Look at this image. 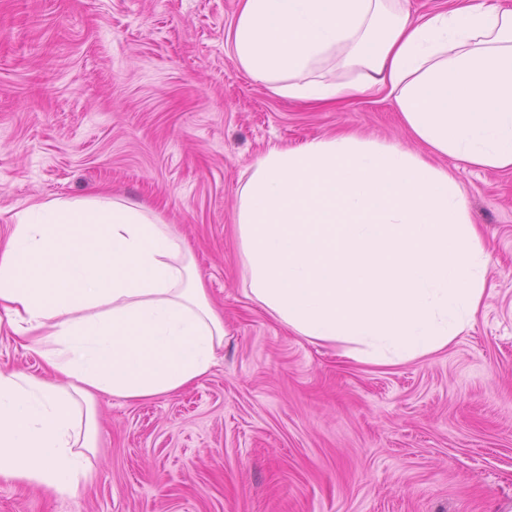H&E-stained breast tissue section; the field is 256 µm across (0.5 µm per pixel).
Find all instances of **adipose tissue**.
<instances>
[{"instance_id":"1","label":"adipose tissue","mask_w":512,"mask_h":512,"mask_svg":"<svg viewBox=\"0 0 512 512\" xmlns=\"http://www.w3.org/2000/svg\"><path fill=\"white\" fill-rule=\"evenodd\" d=\"M240 0L231 56L272 95L340 105L385 94L425 148L343 132L273 148L241 174L245 294L297 336L397 367L472 327L492 254L444 156L512 170V9L465 0ZM0 314L52 375L0 372V478L75 495L97 394L174 395L224 345L191 249L146 205L105 189L12 216Z\"/></svg>"}]
</instances>
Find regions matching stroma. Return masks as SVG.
<instances>
[{"mask_svg":"<svg viewBox=\"0 0 512 512\" xmlns=\"http://www.w3.org/2000/svg\"><path fill=\"white\" fill-rule=\"evenodd\" d=\"M239 0H0V237L12 215L105 185L193 248L224 346L187 391L95 400L71 497L0 480V512H512V170L456 169L493 256L456 343L399 367L289 333L248 298L240 174L339 130L416 142L391 100L272 96L227 48ZM0 371L43 376L0 333Z\"/></svg>","mask_w":512,"mask_h":512,"instance_id":"35a3bbf8","label":"stroma"}]
</instances>
